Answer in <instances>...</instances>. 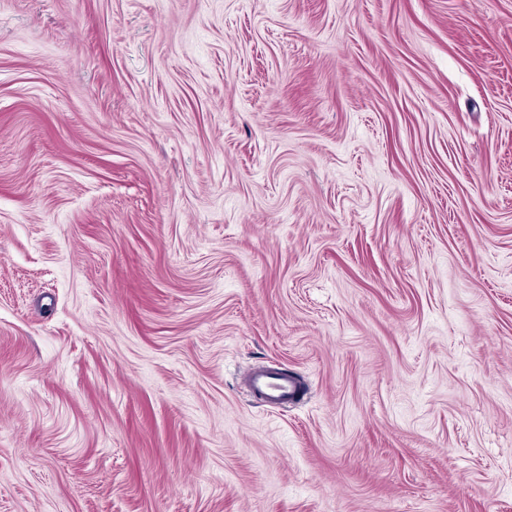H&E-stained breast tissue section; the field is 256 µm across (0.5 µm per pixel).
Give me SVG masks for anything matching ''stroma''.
Masks as SVG:
<instances>
[{"label": "stroma", "instance_id": "1", "mask_svg": "<svg viewBox=\"0 0 512 512\" xmlns=\"http://www.w3.org/2000/svg\"><path fill=\"white\" fill-rule=\"evenodd\" d=\"M0 512H512V0H0ZM251 387L265 394L270 402H279L288 398L294 384L277 374L251 372L249 375Z\"/></svg>", "mask_w": 512, "mask_h": 512}]
</instances>
